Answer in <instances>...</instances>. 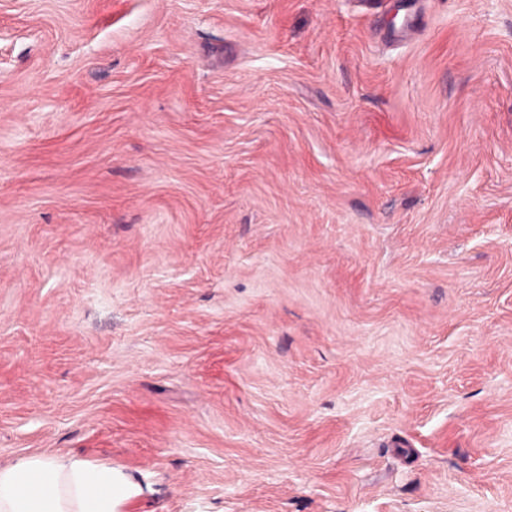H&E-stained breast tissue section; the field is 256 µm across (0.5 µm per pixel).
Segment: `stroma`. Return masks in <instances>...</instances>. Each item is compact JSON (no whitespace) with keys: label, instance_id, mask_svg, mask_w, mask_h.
<instances>
[{"label":"stroma","instance_id":"stroma-1","mask_svg":"<svg viewBox=\"0 0 512 512\" xmlns=\"http://www.w3.org/2000/svg\"><path fill=\"white\" fill-rule=\"evenodd\" d=\"M116 512H512V0H0V467ZM130 492L112 467L30 455L0 468L1 512H115Z\"/></svg>","mask_w":512,"mask_h":512}]
</instances>
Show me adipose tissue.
I'll list each match as a JSON object with an SVG mask.
<instances>
[{
    "label": "adipose tissue",
    "mask_w": 512,
    "mask_h": 512,
    "mask_svg": "<svg viewBox=\"0 0 512 512\" xmlns=\"http://www.w3.org/2000/svg\"><path fill=\"white\" fill-rule=\"evenodd\" d=\"M130 492L111 467L30 455L0 468V512H115Z\"/></svg>",
    "instance_id": "obj_1"
}]
</instances>
